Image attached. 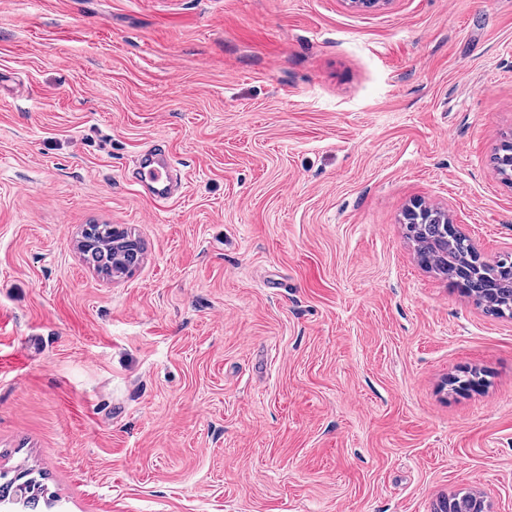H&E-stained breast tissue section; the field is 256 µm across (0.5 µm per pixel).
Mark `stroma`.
Listing matches in <instances>:
<instances>
[{
    "mask_svg": "<svg viewBox=\"0 0 512 512\" xmlns=\"http://www.w3.org/2000/svg\"><path fill=\"white\" fill-rule=\"evenodd\" d=\"M507 135L512 0H0V470L66 512H512V318L402 222L512 254ZM137 170L140 181L151 186L154 201L166 202L171 199V168L165 152L148 149L138 161ZM120 232L125 236V240L121 239L120 241H116L114 245L122 246V263H118L116 266L113 265L112 267V254L108 253V249L106 248L107 246L112 245V243L108 241L102 243V251L97 250L91 253V256H94L97 259L96 261L101 268H107L108 266L112 268L113 276H118L119 274L126 272V264H136L140 257L137 241L127 236L124 228L120 227Z\"/></svg>",
    "mask_w": 512,
    "mask_h": 512,
    "instance_id": "stroma-1",
    "label": "stroma"
}]
</instances>
